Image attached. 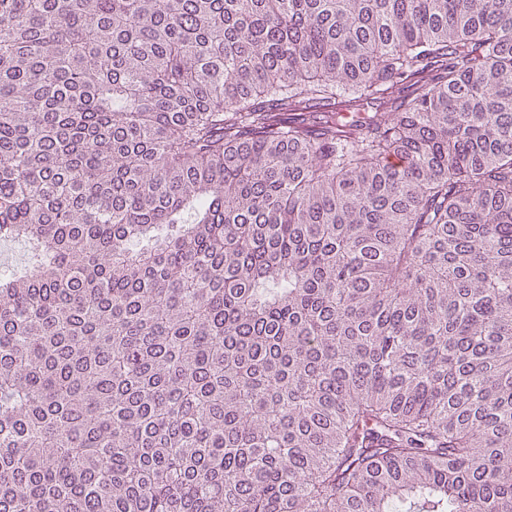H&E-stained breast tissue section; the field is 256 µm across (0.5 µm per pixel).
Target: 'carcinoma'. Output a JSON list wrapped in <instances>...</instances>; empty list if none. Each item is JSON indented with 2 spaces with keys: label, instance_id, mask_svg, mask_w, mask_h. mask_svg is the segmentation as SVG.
<instances>
[{
  "label": "carcinoma",
  "instance_id": "cac0c4a2",
  "mask_svg": "<svg viewBox=\"0 0 512 512\" xmlns=\"http://www.w3.org/2000/svg\"><path fill=\"white\" fill-rule=\"evenodd\" d=\"M0 512H512V0H0ZM28 243L17 239H0V277L18 273L29 263Z\"/></svg>",
  "mask_w": 512,
  "mask_h": 512
}]
</instances>
